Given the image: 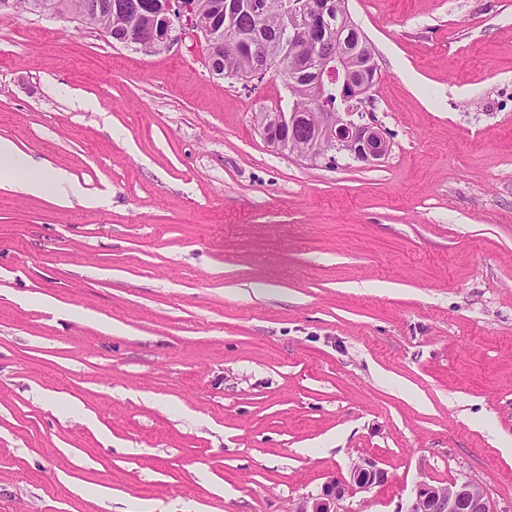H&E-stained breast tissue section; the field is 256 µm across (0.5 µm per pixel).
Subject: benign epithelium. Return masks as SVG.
I'll list each match as a JSON object with an SVG mask.
<instances>
[{
  "mask_svg": "<svg viewBox=\"0 0 512 512\" xmlns=\"http://www.w3.org/2000/svg\"><path fill=\"white\" fill-rule=\"evenodd\" d=\"M347 0H285L283 16L288 29L290 52L264 56L247 35L234 36L239 18L261 11L258 0H226L224 29L214 22H200V0H146L126 10L133 36L128 43L163 51L187 35L203 37L210 70L246 82L270 73L288 75L295 94L314 99L319 112L303 115L290 112L261 113L266 142L274 149L293 154L311 165L344 152L368 165H376L391 152V143L374 120L355 118L375 83L377 64L368 52L366 37L351 20ZM225 43V51L249 61L246 69L226 72L212 48ZM312 70L333 83L335 94L326 98L318 90L299 84L295 77ZM387 481V473L370 461L356 463L349 479L331 478L321 496L300 502L292 512H338L337 503L347 492L367 491ZM407 512H492L483 487L471 480L451 486L421 482Z\"/></svg>",
  "mask_w": 512,
  "mask_h": 512,
  "instance_id": "obj_1",
  "label": "benign epithelium"
}]
</instances>
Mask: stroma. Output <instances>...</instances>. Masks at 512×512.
<instances>
[{"mask_svg": "<svg viewBox=\"0 0 512 512\" xmlns=\"http://www.w3.org/2000/svg\"><path fill=\"white\" fill-rule=\"evenodd\" d=\"M390 155L313 166L213 75L0 7V137L95 206L0 187V512H340L479 482L512 512V0H348ZM387 473L370 461L355 463L350 470L349 480H328L321 496L311 505L308 501L300 502L292 512H338L337 503L346 492H361L380 486L387 481Z\"/></svg>", "mask_w": 512, "mask_h": 512, "instance_id": "35a3bbf8", "label": "stroma"}]
</instances>
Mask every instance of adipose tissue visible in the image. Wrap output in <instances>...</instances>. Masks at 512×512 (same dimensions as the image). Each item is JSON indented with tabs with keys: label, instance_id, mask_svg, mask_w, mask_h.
Returning a JSON list of instances; mask_svg holds the SVG:
<instances>
[{
	"label": "adipose tissue",
	"instance_id": "obj_1",
	"mask_svg": "<svg viewBox=\"0 0 512 512\" xmlns=\"http://www.w3.org/2000/svg\"><path fill=\"white\" fill-rule=\"evenodd\" d=\"M0 181L34 196L51 195L59 201L87 204L83 189L59 168L45 167L21 152L10 140L0 138Z\"/></svg>",
	"mask_w": 512,
	"mask_h": 512
}]
</instances>
